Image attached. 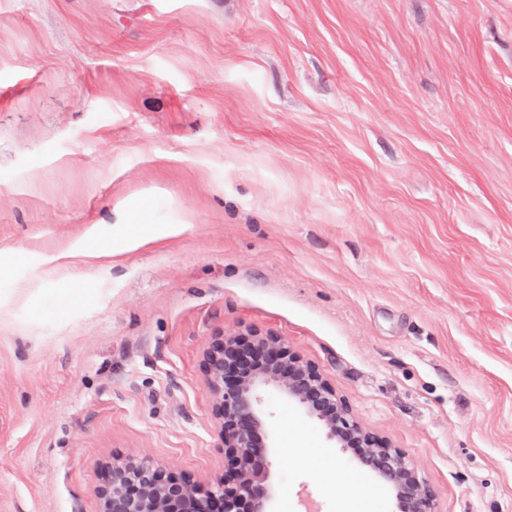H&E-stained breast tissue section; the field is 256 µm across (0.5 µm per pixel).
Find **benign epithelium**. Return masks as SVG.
Listing matches in <instances>:
<instances>
[{
  "label": "benign epithelium",
  "mask_w": 512,
  "mask_h": 512,
  "mask_svg": "<svg viewBox=\"0 0 512 512\" xmlns=\"http://www.w3.org/2000/svg\"><path fill=\"white\" fill-rule=\"evenodd\" d=\"M202 371L220 425L224 478L202 497L190 479L167 475L149 460L129 459L110 466V479L97 490L99 512H275L267 395L315 420L345 461H351L352 448L374 457L369 467L400 512H434V495L405 455L366 431L319 367L291 352L276 333L220 334L204 353Z\"/></svg>",
  "instance_id": "benign-epithelium-1"
}]
</instances>
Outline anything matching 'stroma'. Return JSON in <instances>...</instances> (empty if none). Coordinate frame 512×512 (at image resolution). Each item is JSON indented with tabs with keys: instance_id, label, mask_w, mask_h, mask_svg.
Wrapping results in <instances>:
<instances>
[{
	"instance_id": "stroma-1",
	"label": "stroma",
	"mask_w": 512,
	"mask_h": 512,
	"mask_svg": "<svg viewBox=\"0 0 512 512\" xmlns=\"http://www.w3.org/2000/svg\"><path fill=\"white\" fill-rule=\"evenodd\" d=\"M272 331L436 512H512V0H0V512L207 492ZM276 512H396L267 402Z\"/></svg>"
}]
</instances>
